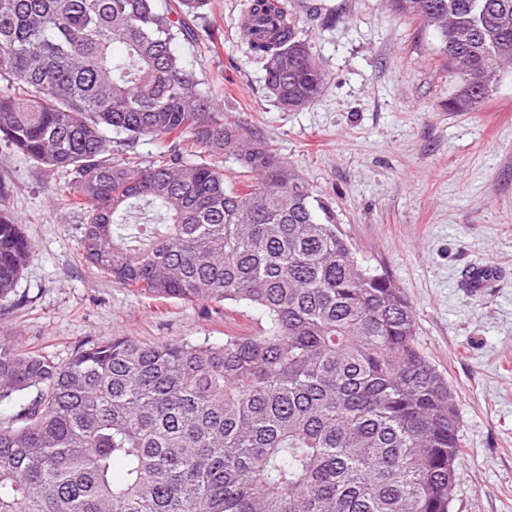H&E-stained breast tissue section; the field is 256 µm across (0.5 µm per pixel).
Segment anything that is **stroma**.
Here are the masks:
<instances>
[{
  "mask_svg": "<svg viewBox=\"0 0 512 512\" xmlns=\"http://www.w3.org/2000/svg\"><path fill=\"white\" fill-rule=\"evenodd\" d=\"M325 65L319 99L299 112L270 97L240 31L249 0H212L216 45L184 59L231 118L257 129L336 211L365 266L412 301L419 349L456 392L463 450L454 512H512V69L476 112L443 107L458 77L434 34L384 0H284ZM73 187L0 143V207L32 243L0 336L59 362L86 343L256 336L255 314L215 303L152 301L91 273L79 253ZM490 262L478 296L463 276Z\"/></svg>",
  "mask_w": 512,
  "mask_h": 512,
  "instance_id": "35a3bbf8",
  "label": "stroma"
}]
</instances>
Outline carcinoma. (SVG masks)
I'll return each mask as SVG.
<instances>
[{
	"label": "carcinoma",
	"mask_w": 512,
	"mask_h": 512,
	"mask_svg": "<svg viewBox=\"0 0 512 512\" xmlns=\"http://www.w3.org/2000/svg\"><path fill=\"white\" fill-rule=\"evenodd\" d=\"M387 3L437 36L459 77L448 111L478 110L512 68V0ZM209 4L0 0V140L69 177L88 268L266 323L221 344L118 336L65 364L0 336V408L33 395L0 413V512H452L455 391L418 348L404 290L179 55L216 41L195 24ZM243 33L281 109L318 100L328 73L281 0H252ZM141 138L166 144L161 160L112 156ZM30 251L0 208V310L23 302Z\"/></svg>",
	"instance_id": "obj_1"
}]
</instances>
